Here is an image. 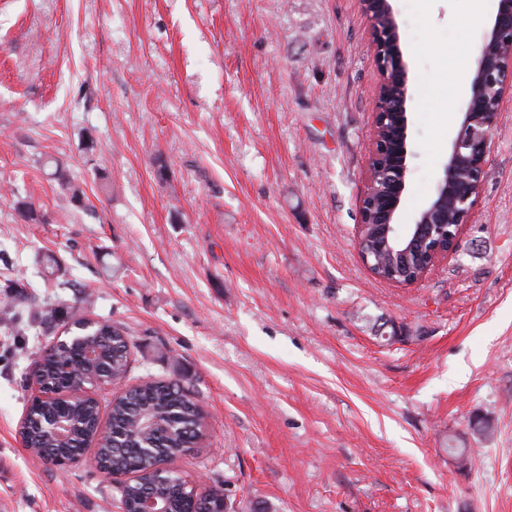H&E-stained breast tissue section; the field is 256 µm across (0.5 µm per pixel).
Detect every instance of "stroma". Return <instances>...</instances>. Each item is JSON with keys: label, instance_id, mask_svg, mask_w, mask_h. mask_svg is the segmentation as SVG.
<instances>
[{"label": "stroma", "instance_id": "35a3bbf8", "mask_svg": "<svg viewBox=\"0 0 512 512\" xmlns=\"http://www.w3.org/2000/svg\"><path fill=\"white\" fill-rule=\"evenodd\" d=\"M390 3L411 94L406 225L486 25L473 0ZM381 80L358 0H0V512H122L91 464L21 445L59 331L36 316L47 303L128 334L129 372L101 405L181 381L206 418L177 465L237 512H512V101L457 252L400 288L357 239ZM45 164L54 168V176L60 183L65 199L70 204H79L82 201L83 190L71 180L67 171L53 160H48Z\"/></svg>", "mask_w": 512, "mask_h": 512}]
</instances>
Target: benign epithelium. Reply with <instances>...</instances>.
Segmentation results:
<instances>
[{
  "mask_svg": "<svg viewBox=\"0 0 512 512\" xmlns=\"http://www.w3.org/2000/svg\"><path fill=\"white\" fill-rule=\"evenodd\" d=\"M360 7L371 22L374 54L383 77L374 103L360 225L384 227V241L378 248L388 247L392 235L398 240L397 246L417 254L420 273L403 283L410 287L456 253L487 178L491 133L505 111L506 99L512 97V0H498L470 79L460 129L442 164L434 194L404 231L400 230L399 219L408 172L409 87L399 25L390 0H360ZM390 115L398 133L393 144L380 135V127ZM462 170L466 179L458 181L455 175Z\"/></svg>",
  "mask_w": 512,
  "mask_h": 512,
  "instance_id": "benign-epithelium-1",
  "label": "benign epithelium"
}]
</instances>
